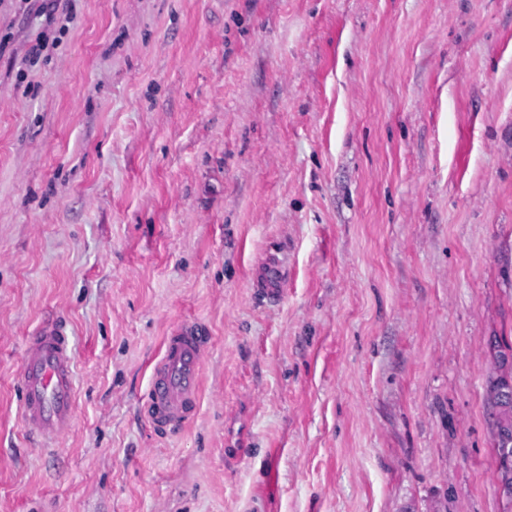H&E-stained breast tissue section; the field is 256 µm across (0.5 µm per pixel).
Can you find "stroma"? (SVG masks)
<instances>
[{
    "label": "stroma",
    "mask_w": 512,
    "mask_h": 512,
    "mask_svg": "<svg viewBox=\"0 0 512 512\" xmlns=\"http://www.w3.org/2000/svg\"><path fill=\"white\" fill-rule=\"evenodd\" d=\"M51 317L77 393L43 450ZM186 322L170 437L143 404ZM496 340L512 0H0V512H502ZM285 280V270L278 261L268 260L256 281V288H262L266 295L279 297ZM72 349L65 326L48 321L28 336L20 379V410L28 432L58 442L74 413ZM202 332L196 324L174 329L150 376L145 412L165 435L184 429L197 411L206 346Z\"/></svg>",
    "instance_id": "1"
}]
</instances>
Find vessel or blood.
<instances>
[{
	"label": "vessel or blood",
	"mask_w": 512,
	"mask_h": 512,
	"mask_svg": "<svg viewBox=\"0 0 512 512\" xmlns=\"http://www.w3.org/2000/svg\"><path fill=\"white\" fill-rule=\"evenodd\" d=\"M285 270L266 261L256 285L280 296ZM206 338L200 326L183 324L166 336L163 354L150 376L145 412L164 434L191 423L198 405ZM72 349L64 325L48 321L28 336L20 379V410L28 432L57 441L69 430L74 413Z\"/></svg>",
	"instance_id": "b4317fda"
}]
</instances>
